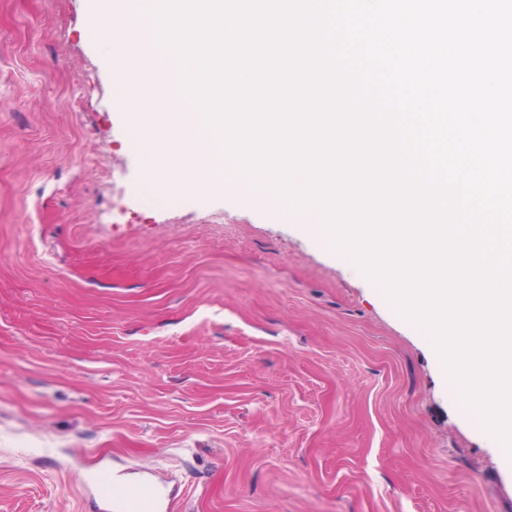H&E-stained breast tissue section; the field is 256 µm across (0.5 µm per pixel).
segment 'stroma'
<instances>
[{"instance_id":"stroma-1","label":"stroma","mask_w":512,"mask_h":512,"mask_svg":"<svg viewBox=\"0 0 512 512\" xmlns=\"http://www.w3.org/2000/svg\"><path fill=\"white\" fill-rule=\"evenodd\" d=\"M102 0H0V512H512V472L427 330L224 163L148 176L91 30ZM129 198L136 206L143 210H154L161 205V198L148 184H140L132 187ZM163 496V492L157 488L145 486H131L124 490L122 501L127 507L123 512H147L146 504L149 502L147 509H151L155 499Z\"/></svg>"}]
</instances>
